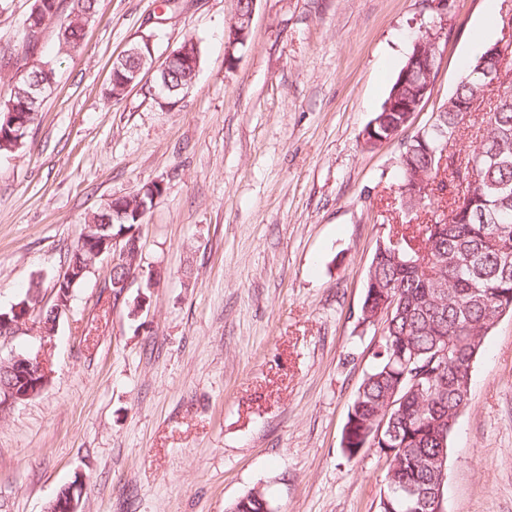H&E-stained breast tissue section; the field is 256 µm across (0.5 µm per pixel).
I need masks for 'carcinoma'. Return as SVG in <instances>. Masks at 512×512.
<instances>
[{
	"label": "carcinoma",
	"instance_id": "obj_1",
	"mask_svg": "<svg viewBox=\"0 0 512 512\" xmlns=\"http://www.w3.org/2000/svg\"><path fill=\"white\" fill-rule=\"evenodd\" d=\"M60 0H34L19 24L18 40L0 49L4 64H18L34 53L39 34L61 20ZM96 0H75L59 39L60 50L78 47L84 28L95 15ZM491 46L460 74L455 90L438 108L430 125L401 143L397 162L403 223L402 245L387 237L377 242L366 273L365 296L358 320L370 327L384 324L377 363L354 396L344 425L341 447L353 459L369 426L383 413L390 396L399 404L390 413L392 430L374 442L380 451H393L379 512H426L420 496L444 493L432 460L448 454L456 421L467 405L473 364L498 319L512 313V69L504 70L493 106L463 112L485 102L488 75L497 73ZM409 52L390 87L365 145L395 140L411 123L406 106L414 102L427 75L410 69ZM140 57H125L110 81L109 96L125 92L126 79ZM28 84H15L9 100L0 104V151L18 144L5 125L8 112H25ZM486 134L470 141L462 160L453 148L470 128ZM448 163L440 167L443 150ZM121 204L131 230L142 223L147 196L108 201L90 216L103 224L112 204ZM391 314L384 315L385 310ZM449 348L448 357L438 353ZM273 502L259 489L238 498L229 512H264Z\"/></svg>",
	"mask_w": 512,
	"mask_h": 512
}]
</instances>
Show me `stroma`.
Listing matches in <instances>:
<instances>
[{
    "instance_id": "obj_1",
    "label": "stroma",
    "mask_w": 512,
    "mask_h": 512,
    "mask_svg": "<svg viewBox=\"0 0 512 512\" xmlns=\"http://www.w3.org/2000/svg\"><path fill=\"white\" fill-rule=\"evenodd\" d=\"M488 0H448L426 125L454 90ZM235 0H97L79 47L43 30L56 83L24 144L0 153V306L31 281L51 306L87 217L148 181L139 228L158 272L106 286L102 258L46 346L49 385L0 417V512H46L82 475L79 512H226L259 488L279 512H379L387 466L347 460L348 407L380 328L358 315L374 248L400 225L399 142L362 134L420 28L425 0H257L226 55ZM194 36L189 94L159 107L155 73L107 98L113 56L152 37L163 59ZM445 512H512V314L487 336L449 439ZM249 1V7L246 10H239L236 1L234 18L225 31L224 44L229 56L233 55L238 45H245L248 40L256 4V0Z\"/></svg>"
}]
</instances>
